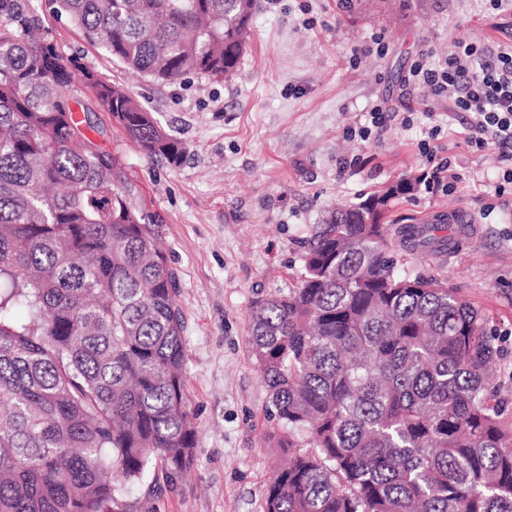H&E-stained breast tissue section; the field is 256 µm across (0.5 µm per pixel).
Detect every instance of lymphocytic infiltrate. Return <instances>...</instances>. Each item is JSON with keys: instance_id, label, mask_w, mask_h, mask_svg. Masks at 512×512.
I'll list each match as a JSON object with an SVG mask.
<instances>
[{"instance_id": "1", "label": "lymphocytic infiltrate", "mask_w": 512, "mask_h": 512, "mask_svg": "<svg viewBox=\"0 0 512 512\" xmlns=\"http://www.w3.org/2000/svg\"><path fill=\"white\" fill-rule=\"evenodd\" d=\"M411 76L468 113V140L476 149L512 144V44L493 50L459 41L444 59L414 65Z\"/></svg>"}]
</instances>
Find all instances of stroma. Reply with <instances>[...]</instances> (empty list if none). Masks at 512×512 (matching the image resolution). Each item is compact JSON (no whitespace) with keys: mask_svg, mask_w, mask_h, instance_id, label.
Returning <instances> with one entry per match:
<instances>
[{"mask_svg":"<svg viewBox=\"0 0 512 512\" xmlns=\"http://www.w3.org/2000/svg\"><path fill=\"white\" fill-rule=\"evenodd\" d=\"M31 6L64 54L123 86L188 146L174 167L140 152L103 108L91 115L181 279L197 454L161 496L141 485L134 498L151 512H263L284 453L268 442L275 421L251 353L252 304L296 287L328 211L404 177L416 189L392 201L394 224L449 221L446 249L404 266L487 315L512 424V185L495 192L512 145L471 148L468 113L407 81L422 55L439 60L455 42L512 43L511 13L489 0H259L235 74L159 86L51 17L47 0ZM376 105L385 114L374 128ZM435 161L448 166L440 182Z\"/></svg>","mask_w":512,"mask_h":512,"instance_id":"obj_1","label":"stroma"}]
</instances>
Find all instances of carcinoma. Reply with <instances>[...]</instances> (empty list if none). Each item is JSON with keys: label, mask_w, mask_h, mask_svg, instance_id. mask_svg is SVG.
Segmentation results:
<instances>
[{"label": "carcinoma", "mask_w": 512, "mask_h": 512, "mask_svg": "<svg viewBox=\"0 0 512 512\" xmlns=\"http://www.w3.org/2000/svg\"><path fill=\"white\" fill-rule=\"evenodd\" d=\"M51 2L161 84L235 73L257 11ZM80 86L143 154L180 164L187 145L152 112L61 53L29 0H0V512H139L129 488L170 484L197 453L178 276ZM368 214L361 201L324 218L300 283L251 307L271 441L288 449L264 512H512L497 336L440 279L399 273L387 215ZM446 230L398 233L422 254Z\"/></svg>", "instance_id": "obj_1"}]
</instances>
